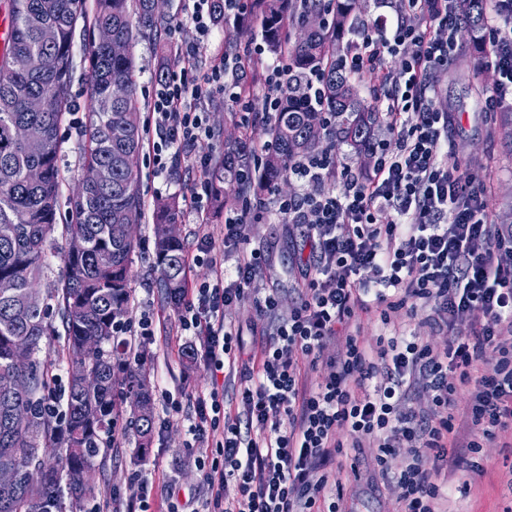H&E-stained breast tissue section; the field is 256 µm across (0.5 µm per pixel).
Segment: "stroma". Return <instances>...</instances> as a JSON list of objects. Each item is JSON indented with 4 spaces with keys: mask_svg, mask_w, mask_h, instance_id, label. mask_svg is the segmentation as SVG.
Here are the masks:
<instances>
[{
    "mask_svg": "<svg viewBox=\"0 0 512 512\" xmlns=\"http://www.w3.org/2000/svg\"><path fill=\"white\" fill-rule=\"evenodd\" d=\"M185 0H168L167 11L180 21L173 37L180 47L197 48L200 70H207L217 54L227 50L244 51L252 42H260L261 28L257 19H250L239 33L229 34L224 28L212 30L207 38H199L189 19ZM457 54L447 71L437 73L435 82L442 107L452 112L455 127L451 134L449 159L458 160L467 175L477 183H489L487 203L496 223L512 220V151L503 144L491 124L485 99L494 88L498 76L494 68L476 62L473 46L466 35L457 37ZM91 74L89 37L76 31L73 48V75L71 84L72 108L59 129L61 143L60 163L65 175L61 212H68V200L81 179L78 168L80 132L89 111L88 83ZM137 165L142 173V192L146 203L158 198L177 197L181 208L190 204V187L198 173L187 157L174 159L166 173L158 175L147 153H140ZM153 220L144 218L136 230L137 246L132 254L129 288L132 302L129 320H138L141 310H149L156 321L152 341L141 353L150 372V384L155 402V436L141 461H134V445L120 442L119 446L99 456L90 472V480L97 491L98 501L113 502L118 512H125L136 490L133 476L147 479L153 487L151 512H164L168 487H176L180 498L194 499L199 512H204L208 490L204 476L196 463V455L186 446L189 420L194 414V398L209 392L212 385L224 389L225 399L235 398L243 382L232 373L214 378L211 371L197 360L186 364V348L197 347L198 341L182 335L178 326V306L167 302L158 285V272L153 254ZM246 239L241 251L255 248L264 251L267 265L260 281L261 287L278 292L277 316L287 315L299 297L301 265L309 254L304 242L303 228L298 224L279 223L270 210L261 222L247 225ZM257 293L247 292L226 309L228 322L239 327L246 352H255L262 336L253 326L259 321ZM429 310L417 305L410 316H403L382 325L375 317L357 313L355 323L365 344L373 345L383 336H421L434 347L445 348L444 334L431 332L427 316ZM178 404L179 413H172L171 404ZM376 449L363 451V463L356 470L342 474L347 491L349 512H403L400 492L392 481L405 461L406 449L399 448L389 457V478H382L376 466ZM482 475L456 468L448 471V496L438 504L439 512H502L512 505V431L497 432L486 441L482 450Z\"/></svg>",
    "mask_w": 512,
    "mask_h": 512,
    "instance_id": "1",
    "label": "stroma"
}]
</instances>
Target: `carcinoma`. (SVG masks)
<instances>
[{
	"instance_id": "1",
	"label": "carcinoma",
	"mask_w": 512,
	"mask_h": 512,
	"mask_svg": "<svg viewBox=\"0 0 512 512\" xmlns=\"http://www.w3.org/2000/svg\"><path fill=\"white\" fill-rule=\"evenodd\" d=\"M87 11L86 0H8L9 26L0 49V280L15 288L0 291V468L18 471L19 480L0 487V512H62V497L85 505L94 494L86 479L96 458L112 447V430L118 403H129L124 432H131L141 448L149 447L155 428L149 373L141 363L114 348V323L129 310L130 255L136 239L126 236L123 225L141 224L144 200L139 168L127 164L143 143V123L137 96V70L132 47L147 38L164 49L155 71V82L165 80L172 55L174 19L160 11L157 0H95ZM261 36L274 54H288V92L282 111L266 118L273 149L261 165L247 132L224 144V157L206 174L210 202L221 210L224 183L236 185L238 197L270 188L288 176L289 168L303 157L317 155L325 131L324 113L331 112L335 126L330 136L357 153L368 145L383 111L376 102L361 97V77L344 66L352 37L361 34L356 15L359 0H258ZM489 0H460V28L482 48L478 33L487 20ZM323 17L322 25L300 39L285 31L286 22L308 27L310 16ZM83 23L112 30V38L126 45L114 55L105 45L92 44L90 110L80 146L81 182L85 196L69 200L65 224L57 223L62 186L58 132L71 107L73 73L72 39ZM37 55L36 71L10 68L16 55ZM321 85L310 88L312 73ZM124 86V96H112V84ZM45 101L41 112H30L27 100ZM505 143L512 146V107L496 113ZM18 125L31 129V141L12 137ZM39 167L36 182L30 168ZM178 202L171 198L154 209V252L159 281L166 299L176 304L186 284L181 239L167 232L179 221ZM80 237L86 249L80 255L65 251L63 275L47 287L42 300L31 303L29 292L40 279L46 252L61 239ZM60 325H55L54 318ZM99 337L88 347L84 337ZM64 337L62 356L71 364L65 408L49 413L48 370L35 355L43 340ZM29 349L27 370L17 368L11 352ZM90 370L100 384L88 389L76 375ZM123 374L121 382L113 379ZM24 415L19 421L16 416ZM41 449L59 456L55 473L34 465Z\"/></svg>"
}]
</instances>
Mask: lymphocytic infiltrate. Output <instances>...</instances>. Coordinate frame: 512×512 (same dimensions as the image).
<instances>
[{
  "label": "lymphocytic infiltrate",
  "mask_w": 512,
  "mask_h": 512,
  "mask_svg": "<svg viewBox=\"0 0 512 512\" xmlns=\"http://www.w3.org/2000/svg\"><path fill=\"white\" fill-rule=\"evenodd\" d=\"M459 26L457 0H400L397 19L380 15L367 23L365 48L351 69L390 85L386 130L398 147L375 145V163L365 173L353 172L336 152L292 166L307 190L277 200L276 212L283 223L303 226L311 257L296 306L260 350L242 357V332L224 316L266 264L259 250L234 251L258 207L246 201L225 215L222 251L204 237L191 255L214 275L183 288L180 328L199 339L200 358L213 371L236 370L245 381L231 406L216 388L197 395L188 427L216 512H346L341 473L358 466L356 450L368 440L381 466L395 449H408L395 477L404 512H437L449 458L481 471L485 440L512 429V231L493 222L487 186L449 164L454 119L436 104L433 76L447 69ZM484 40L498 73L486 100L492 109L512 102V0H493ZM264 52L255 44L202 73L195 47H186L146 120L157 134L156 170H166L174 148L194 151L198 168L210 166L200 151L212 137L203 103L219 96L250 111L249 65ZM390 55L402 56L399 71L385 69ZM335 180L334 191L328 184ZM420 302L430 308V327L447 334L446 349L419 336H392L371 348L351 324L360 311L388 325ZM307 360L325 363L329 375L308 384ZM462 386L472 396L461 415ZM419 390L429 394V405H414ZM219 424L221 439L210 441V428ZM342 430L350 443L339 438ZM230 485L236 493L229 500Z\"/></svg>",
  "instance_id": "f902f5d3"
}]
</instances>
